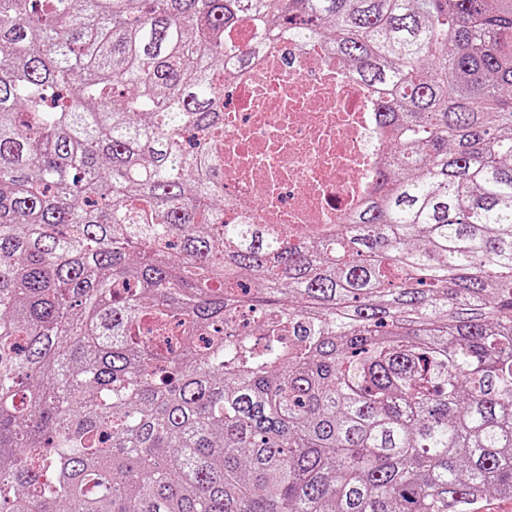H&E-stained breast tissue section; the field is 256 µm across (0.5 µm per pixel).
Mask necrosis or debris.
<instances>
[{
    "label": "necrosis or debris",
    "mask_w": 512,
    "mask_h": 512,
    "mask_svg": "<svg viewBox=\"0 0 512 512\" xmlns=\"http://www.w3.org/2000/svg\"><path fill=\"white\" fill-rule=\"evenodd\" d=\"M379 94L318 39L286 33L224 65V219L316 234L369 196L383 155Z\"/></svg>",
    "instance_id": "4bbe7bcc"
}]
</instances>
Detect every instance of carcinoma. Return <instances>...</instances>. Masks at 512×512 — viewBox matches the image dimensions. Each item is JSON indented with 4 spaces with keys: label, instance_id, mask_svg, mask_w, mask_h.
<instances>
[{
    "label": "carcinoma",
    "instance_id": "carcinoma-1",
    "mask_svg": "<svg viewBox=\"0 0 512 512\" xmlns=\"http://www.w3.org/2000/svg\"><path fill=\"white\" fill-rule=\"evenodd\" d=\"M284 26L385 91L334 235L224 221V57ZM497 496L512 0H0V512Z\"/></svg>",
    "mask_w": 512,
    "mask_h": 512
}]
</instances>
